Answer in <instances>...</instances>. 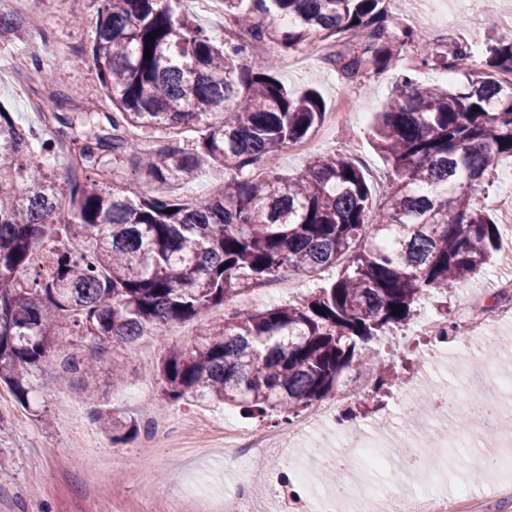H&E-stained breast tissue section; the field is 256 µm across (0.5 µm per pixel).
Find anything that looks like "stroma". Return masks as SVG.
Instances as JSON below:
<instances>
[{
    "instance_id": "1",
    "label": "stroma",
    "mask_w": 512,
    "mask_h": 512,
    "mask_svg": "<svg viewBox=\"0 0 512 512\" xmlns=\"http://www.w3.org/2000/svg\"><path fill=\"white\" fill-rule=\"evenodd\" d=\"M63 0H31L29 15L43 23V41L50 48L63 44L65 57L47 53L42 59L49 80L25 78L14 73L12 61L31 34L22 40L0 44V102L12 113L17 124L39 127L33 102L50 105L58 90H78L71 109L81 112L101 104L104 93L89 52L93 39L95 0H85V19L64 25L57 17L63 11ZM398 70L381 74L365 72L347 80L329 68L312 53L304 54L294 65L282 64L281 80L294 91L317 89L328 109H335L339 99L350 101L352 115L326 138L316 144L318 154L342 153L358 160L365 172L375 202H382L387 186L385 165L373 147L374 112L380 111L391 94ZM512 276V244L501 241L500 254L485 272L454 288L448 295L421 302L417 314L454 310L456 304L472 294L489 293L495 276ZM199 327L195 322L176 325L167 330L163 343L149 354L138 348L106 353L96 373L91 376L70 374L53 365L32 371L28 406H20L6 386H0L5 402L0 405V512H149L151 497H165L180 512H199L210 502L223 499L232 492L241 471H248L253 483L266 484L267 474L249 461L245 468L224 465V449H213L203 459L182 456L165 458L152 472L148 482H141L132 469L142 451L136 441L115 446L98 429L92 419L73 425L62 416V400H84L88 389H96L97 409L117 408L138 419L147 410L165 409L185 419L198 417L202 411L218 415L217 405L201 408L199 403L160 405L161 385L154 370L170 346L193 343ZM490 341L499 345L494 359L484 358L481 350H473L469 364L445 356H433L426 345L408 351L398 347L397 337L382 341L378 350L383 359L393 361L399 382L389 393L366 403H352L338 417V423L299 440L289 461L273 459L274 467H303L310 477H317L323 457L336 454L338 440L346 428L359 432L360 440L378 434L379 421L390 424L387 437L398 442L406 435V423L413 420L411 401L402 393L404 382L418 381L421 388L449 386L468 399H475L484 375L512 371V323L496 324ZM472 450H453L459 481L469 489L464 504L466 512H512V496L505 497L488 469L474 465Z\"/></svg>"
}]
</instances>
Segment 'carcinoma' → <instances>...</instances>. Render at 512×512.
Masks as SVG:
<instances>
[{"label":"carcinoma","mask_w":512,"mask_h":512,"mask_svg":"<svg viewBox=\"0 0 512 512\" xmlns=\"http://www.w3.org/2000/svg\"><path fill=\"white\" fill-rule=\"evenodd\" d=\"M221 2L250 40L216 42L179 0H98L91 55L112 111L67 112L64 90L54 112L40 113L69 139L63 182L47 163L59 140L16 125L0 104V382L23 405L29 372L59 351L64 370L87 374L107 350L223 306L249 284L283 272L312 278L341 262L331 283L295 302L202 323L192 347L168 350L157 367L169 403L234 406L285 424L360 376L365 352L408 325L425 296L448 294L499 251V224L477 197L512 160V82L501 79L512 73L511 36L475 53L437 49L396 22L391 0ZM32 29L0 10V38ZM253 43L275 52L256 59ZM320 43L346 78L396 67L408 43L419 65L463 77L446 89L399 75L373 124L389 170L378 207L346 156L313 155L292 176L276 169L277 153L327 114L317 90L288 89L277 61ZM187 126L201 127L189 149L147 151L136 140ZM107 155L133 156L149 190L107 187ZM216 165L224 181L202 199L163 190ZM53 237L49 269L32 268ZM95 420L114 444L141 430L115 411Z\"/></svg>","instance_id":"obj_1"}]
</instances>
